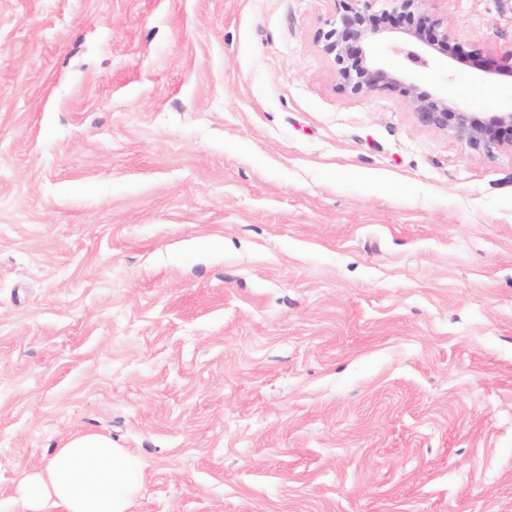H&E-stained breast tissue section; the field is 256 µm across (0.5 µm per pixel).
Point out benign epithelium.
<instances>
[{"mask_svg": "<svg viewBox=\"0 0 512 512\" xmlns=\"http://www.w3.org/2000/svg\"><path fill=\"white\" fill-rule=\"evenodd\" d=\"M341 2L338 16L318 32L323 51L335 63L339 91L360 96L398 90L422 124L449 129L478 150L512 147V111L482 117L457 108L446 98L419 92L413 82L385 68L371 54L374 44L384 43L390 52L407 61L409 72L428 66L437 54L458 58L459 43L424 7L425 0H391L392 11L380 14L372 12V0Z\"/></svg>", "mask_w": 512, "mask_h": 512, "instance_id": "benign-epithelium-1", "label": "benign epithelium"}]
</instances>
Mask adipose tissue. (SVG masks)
Returning a JSON list of instances; mask_svg holds the SVG:
<instances>
[{"label": "adipose tissue", "mask_w": 512, "mask_h": 512, "mask_svg": "<svg viewBox=\"0 0 512 512\" xmlns=\"http://www.w3.org/2000/svg\"><path fill=\"white\" fill-rule=\"evenodd\" d=\"M143 480L139 457L87 431L54 449L20 494L28 512H133Z\"/></svg>", "instance_id": "adipose-tissue-1"}]
</instances>
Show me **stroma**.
<instances>
[{
	"label": "stroma",
	"mask_w": 512,
	"mask_h": 512,
	"mask_svg": "<svg viewBox=\"0 0 512 512\" xmlns=\"http://www.w3.org/2000/svg\"><path fill=\"white\" fill-rule=\"evenodd\" d=\"M512 111V0H427ZM335 0H0V512L72 434L135 512H512V148L342 94Z\"/></svg>",
	"instance_id": "obj_1"
}]
</instances>
